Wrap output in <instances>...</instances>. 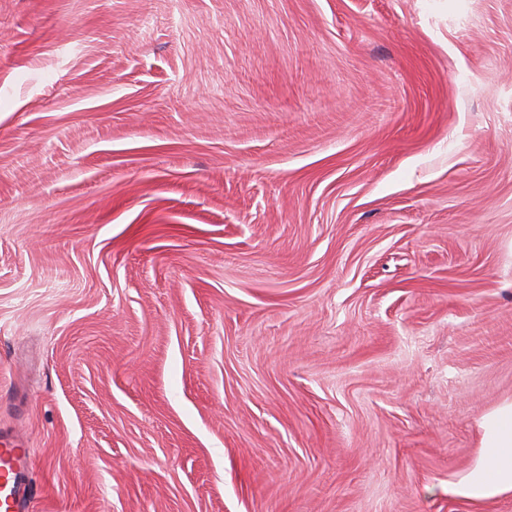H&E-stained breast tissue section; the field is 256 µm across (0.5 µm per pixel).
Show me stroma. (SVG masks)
I'll return each instance as SVG.
<instances>
[{"label": "stroma", "instance_id": "35a3bbf8", "mask_svg": "<svg viewBox=\"0 0 512 512\" xmlns=\"http://www.w3.org/2000/svg\"><path fill=\"white\" fill-rule=\"evenodd\" d=\"M512 0H0V435L35 512H512ZM480 451L449 491L464 499L491 500L512 493V400L502 402L481 423Z\"/></svg>", "mask_w": 512, "mask_h": 512}]
</instances>
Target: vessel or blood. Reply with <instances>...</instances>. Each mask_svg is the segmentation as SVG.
Wrapping results in <instances>:
<instances>
[{
	"instance_id": "vessel-or-blood-1",
	"label": "vessel or blood",
	"mask_w": 512,
	"mask_h": 512,
	"mask_svg": "<svg viewBox=\"0 0 512 512\" xmlns=\"http://www.w3.org/2000/svg\"><path fill=\"white\" fill-rule=\"evenodd\" d=\"M27 458V449L0 441V512H31L38 488Z\"/></svg>"
}]
</instances>
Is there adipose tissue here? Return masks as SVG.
Wrapping results in <instances>:
<instances>
[{"label":"adipose tissue","mask_w":512,"mask_h":512,"mask_svg":"<svg viewBox=\"0 0 512 512\" xmlns=\"http://www.w3.org/2000/svg\"><path fill=\"white\" fill-rule=\"evenodd\" d=\"M480 451L451 493L474 501L512 493V400L502 402L481 423Z\"/></svg>","instance_id":"ef3b65f1"}]
</instances>
